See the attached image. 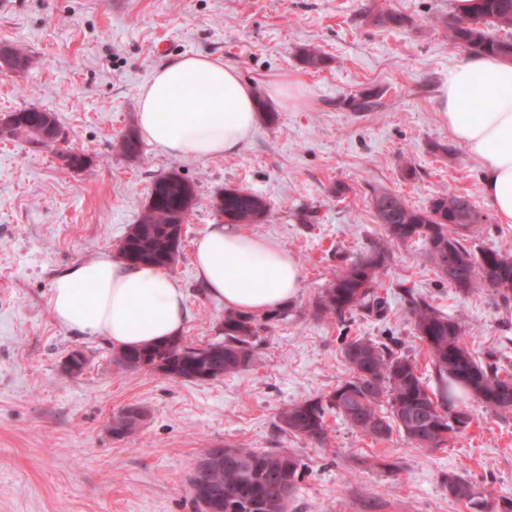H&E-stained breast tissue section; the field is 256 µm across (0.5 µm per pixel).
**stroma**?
Instances as JSON below:
<instances>
[{
    "instance_id": "35a3bbf8",
    "label": "stroma",
    "mask_w": 512,
    "mask_h": 512,
    "mask_svg": "<svg viewBox=\"0 0 512 512\" xmlns=\"http://www.w3.org/2000/svg\"><path fill=\"white\" fill-rule=\"evenodd\" d=\"M383 11L403 24L376 23ZM451 15L450 0H0V45L33 59L0 77V114L54 113L69 147L90 161L74 171L51 148L0 140V512H201L188 476L215 444L295 453L305 470L288 512H469L442 489L451 471L470 477L490 506L512 499V416L476 403L465 433L429 451L398 434L359 435L333 412L322 446L279 422L290 404L348 380L347 337L397 341L439 390L410 322L414 297L464 323L474 357L512 373V303L485 287L452 288L418 241L391 248L377 290L382 312L332 321L309 314L339 255L383 242L372 205L380 191L418 208L443 190L470 196L486 220L467 247L512 255V224L492 218L479 174L439 112L449 70L467 57L441 25ZM312 47L324 57L317 69L302 61ZM183 55L234 67L264 116L232 155L173 157L146 143L128 159L118 139L137 130L141 87ZM291 78L303 101L280 105L268 91ZM369 90L381 109L352 111L351 98ZM169 171L193 183L200 201L171 271L188 298L185 344L224 336V304L197 281L192 248L220 223L211 201L225 187L270 203L274 220L247 230L279 240L301 271L299 297L261 336L253 365L208 382L120 368L108 339L77 335L50 308L54 277L116 253ZM76 349L87 366L73 376L63 362ZM134 404L148 410L145 423L115 437L113 417ZM377 457L402 468L372 471L367 462Z\"/></svg>"
}]
</instances>
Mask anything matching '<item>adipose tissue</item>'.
Listing matches in <instances>:
<instances>
[{
	"label": "adipose tissue",
	"instance_id": "ef3b65f1",
	"mask_svg": "<svg viewBox=\"0 0 512 512\" xmlns=\"http://www.w3.org/2000/svg\"><path fill=\"white\" fill-rule=\"evenodd\" d=\"M256 108L252 87L223 60L180 56L142 88L139 130L159 153L207 159L241 148ZM439 111L476 166L497 222L512 224V61L473 55L449 70ZM194 263L206 290L235 312L282 309L302 287L298 264L279 241L228 225H212L195 242ZM50 306L62 325L121 349L177 338L188 316L186 293L166 270L109 253L59 273Z\"/></svg>",
	"mask_w": 512,
	"mask_h": 512
}]
</instances>
